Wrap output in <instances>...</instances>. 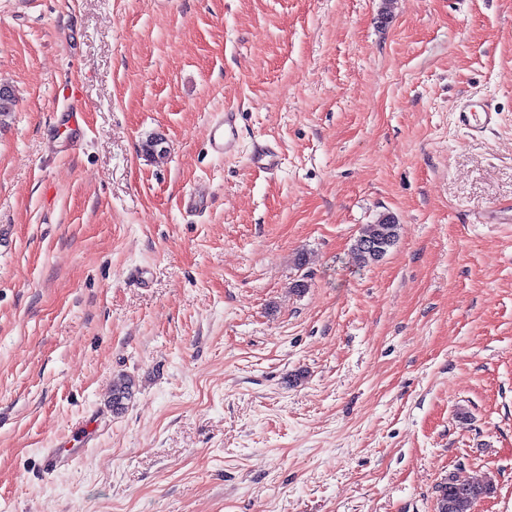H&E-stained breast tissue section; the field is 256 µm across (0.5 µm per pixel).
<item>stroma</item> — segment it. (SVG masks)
<instances>
[{
	"mask_svg": "<svg viewBox=\"0 0 512 512\" xmlns=\"http://www.w3.org/2000/svg\"><path fill=\"white\" fill-rule=\"evenodd\" d=\"M382 7L0 0V512H512V0ZM499 114L492 112L485 102L465 100L455 112L458 127L468 131H481L498 124ZM209 151L217 157L236 154L240 147L238 112L224 109L215 115L206 130ZM280 161L279 152L274 150L269 144L257 143V145H253L251 163L259 169L275 171L278 169ZM398 229L399 226L395 219L386 214L380 215L373 224L364 225L354 245L360 265L368 266L377 262L367 252L366 243L368 241L380 240L382 243L387 242V253L388 249L394 246L398 239ZM492 491L490 480L462 482L448 479V482L439 486L437 512H471L473 505Z\"/></svg>",
	"mask_w": 512,
	"mask_h": 512,
	"instance_id": "stroma-1",
	"label": "stroma"
}]
</instances>
